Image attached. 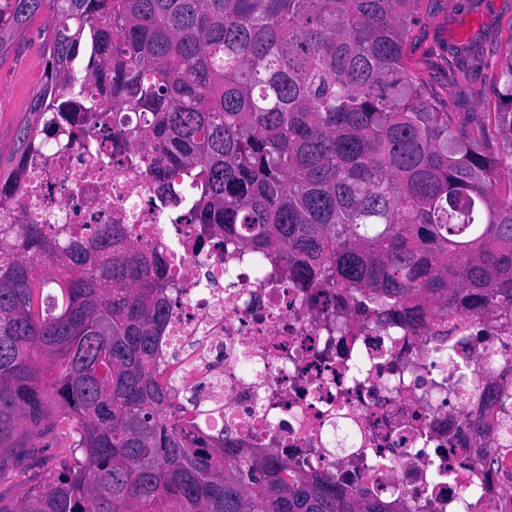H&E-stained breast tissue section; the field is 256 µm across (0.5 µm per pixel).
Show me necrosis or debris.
Returning a JSON list of instances; mask_svg holds the SVG:
<instances>
[{"instance_id": "obj_1", "label": "necrosis or debris", "mask_w": 512, "mask_h": 512, "mask_svg": "<svg viewBox=\"0 0 512 512\" xmlns=\"http://www.w3.org/2000/svg\"><path fill=\"white\" fill-rule=\"evenodd\" d=\"M82 99L43 113L49 144L25 159V180L0 224L90 234L127 224L138 248L163 252L177 302L162 335L167 373L210 404L201 429L232 427L247 453H273L328 474L389 512H512V452L487 394L512 384V324L471 313L412 328L337 291L326 310L308 289L252 266L236 243L198 249L192 192L159 194L129 145L85 136ZM200 342L198 355L171 360Z\"/></svg>"}]
</instances>
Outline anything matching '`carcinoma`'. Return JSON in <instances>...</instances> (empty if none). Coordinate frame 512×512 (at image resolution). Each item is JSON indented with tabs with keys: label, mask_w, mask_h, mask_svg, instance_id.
Returning <instances> with one entry per match:
<instances>
[{
	"label": "carcinoma",
	"mask_w": 512,
	"mask_h": 512,
	"mask_svg": "<svg viewBox=\"0 0 512 512\" xmlns=\"http://www.w3.org/2000/svg\"><path fill=\"white\" fill-rule=\"evenodd\" d=\"M418 0H13L0 61L45 15L41 86L19 122L11 198L44 101L87 96L105 136L154 154L188 222L288 279L418 320L512 316V54L475 148L408 68ZM506 191L500 190L502 183ZM162 253L127 224L62 237L0 224V484L18 448L55 467L0 512H387L233 430H197L163 380Z\"/></svg>",
	"instance_id": "obj_1"
}]
</instances>
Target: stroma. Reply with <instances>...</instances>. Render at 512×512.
Masks as SVG:
<instances>
[{
	"mask_svg": "<svg viewBox=\"0 0 512 512\" xmlns=\"http://www.w3.org/2000/svg\"><path fill=\"white\" fill-rule=\"evenodd\" d=\"M42 19L0 63V158L43 75ZM512 50V0H420L408 45L409 67L430 97L455 112L474 143H482L478 117L496 109L498 66Z\"/></svg>",
	"mask_w": 512,
	"mask_h": 512,
	"instance_id": "1",
	"label": "stroma"
}]
</instances>
